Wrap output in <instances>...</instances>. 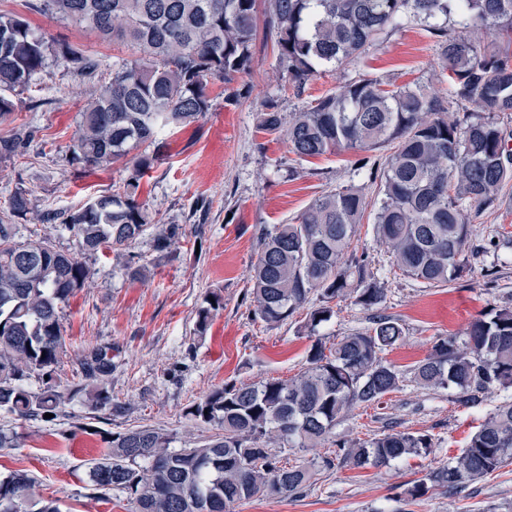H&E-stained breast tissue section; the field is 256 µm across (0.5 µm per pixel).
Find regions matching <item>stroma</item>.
I'll list each match as a JSON object with an SVG mask.
<instances>
[{"label": "stroma", "mask_w": 512, "mask_h": 512, "mask_svg": "<svg viewBox=\"0 0 512 512\" xmlns=\"http://www.w3.org/2000/svg\"><path fill=\"white\" fill-rule=\"evenodd\" d=\"M28 3L0 0V11L22 16L54 41L81 48L99 61L102 74L91 81L52 60L35 76L30 93L15 96L16 111L0 124V137L17 136L23 146L0 157V211L15 191H24L30 211L16 219L19 238L38 235L75 254L76 238L61 224L43 223L37 216L79 208L101 194L123 193L129 177L123 163L90 170L71 160L69 148L82 109L133 52L125 43L101 40L89 29L33 11ZM363 74L381 78L392 89L417 82L440 92L448 87L433 38L413 24L369 50L358 66L330 68L313 77L298 97L281 77L275 41L262 27L252 71L244 79L248 93L229 101L223 84L211 82L209 112L187 127L166 130L159 160L141 179L138 193L154 226L131 246L149 275L132 279L122 255L86 256L94 276L61 312L68 356L57 383L68 388L79 383L77 360L85 347L111 346L112 399L123 410L94 415L77 398L50 421H18L0 412V429L24 436L21 447L0 448V473L27 470L40 481L43 495L59 499L65 512H126L123 494L114 491L101 501L87 483L86 461L106 451L101 430L148 425L173 435L182 448L207 434L186 415L193 401L231 380L250 383L299 373L311 344L302 329L303 314L270 326L250 312L246 294L258 258V234L288 223L315 197L340 187L358 188L367 200L377 201L379 185L361 171L360 162H382L388 151H338L304 161L281 136L261 132L257 115L271 102L285 115L302 111L312 99ZM202 201L209 206L203 218L196 211ZM198 223L204 226L199 237L193 233ZM158 224H179L188 234L160 253L153 247ZM372 224V214H365L355 243L386 291L383 313L405 328L403 343L387 355L400 368L423 359L435 337L463 336L487 305L512 300V241L507 238L512 182L503 187L492 212L472 221L469 243L483 250L481 269L448 287L432 288L401 275L377 245ZM495 235L501 241L493 253L486 245ZM499 257L506 263L498 266L496 281L486 283L481 270ZM214 293L224 306L215 312L206 336H195L197 312ZM368 324V311L346 299L337 302L319 336L330 344ZM504 399L494 392L483 406L468 408L455 403L451 391L405 382L379 405L355 408L337 424L332 439L365 440L391 429L424 432L435 442L432 454L381 469L320 468L302 497L252 499L235 504L233 512H512V466L456 492L433 488L413 502L402 495L406 483L458 456L486 410Z\"/></svg>", "instance_id": "obj_1"}]
</instances>
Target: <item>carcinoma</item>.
<instances>
[{"label":"carcinoma","instance_id":"carcinoma-1","mask_svg":"<svg viewBox=\"0 0 512 512\" xmlns=\"http://www.w3.org/2000/svg\"><path fill=\"white\" fill-rule=\"evenodd\" d=\"M32 10L86 23L103 40L119 39L139 57L112 76L82 110L72 159L89 168L119 161L132 168L122 194L99 195L82 207L46 212L84 254L121 250L149 226L137 199L153 168L150 150L162 132L186 127L210 110L208 86H230L251 72L258 7L275 38L277 62L293 93L326 67L359 63L382 36L416 22L435 39L448 90L426 85L384 88L362 75L284 119L270 103L258 127L284 137L300 159L336 149L368 152L394 145L377 177L375 203L342 187L314 199L286 224L258 236L248 292L254 316L282 323L316 297L303 328L315 337L304 368L289 379L229 382L191 404L186 415L215 433L190 448L149 426L103 430L107 452L86 463L97 497L125 495L129 512H232L257 497L297 498L312 484L315 463L289 462L280 449L315 448L356 407L379 404L409 378L455 391V402L480 405L495 390H512V306L494 305L469 325L462 341L437 336L426 357L403 370L385 358L405 336L399 319L380 312L385 289L367 256L352 250L356 227L374 208L377 241L401 273L443 287L472 272L471 218L495 208L512 181V0H31ZM82 77L99 63L71 45L31 29L19 15L0 14V123L15 112L12 95L29 89L50 58ZM28 212L17 191L0 218V411L19 420L58 414L85 395L93 411L112 408L111 348L94 345L78 358L82 384L62 389L54 374L67 355L60 313L91 271L78 256L45 239L20 241L12 220ZM185 236L179 224L157 227L155 250ZM372 312L371 325L328 346L319 327L338 299ZM211 295L197 313L204 336ZM41 380L39 389L28 385ZM435 447L421 432L392 431L321 457L325 468H385L425 457ZM512 465V398L487 412L461 453L404 489L408 500L429 487L450 492ZM0 512H62L25 470L0 476Z\"/></svg>","mask_w":512,"mask_h":512}]
</instances>
